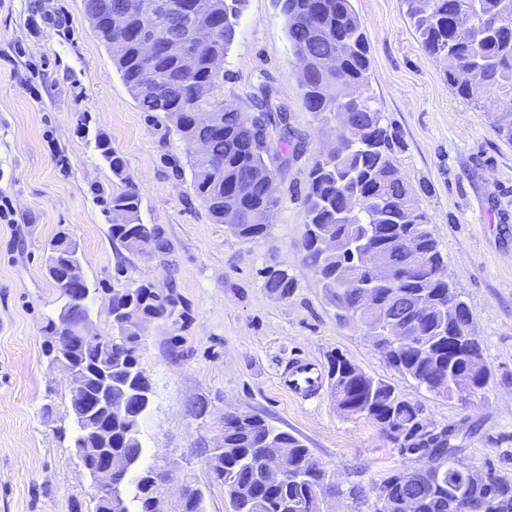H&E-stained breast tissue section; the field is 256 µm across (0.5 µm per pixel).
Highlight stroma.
Segmentation results:
<instances>
[{
  "mask_svg": "<svg viewBox=\"0 0 512 512\" xmlns=\"http://www.w3.org/2000/svg\"><path fill=\"white\" fill-rule=\"evenodd\" d=\"M353 6L370 43L368 91L396 133L401 173L421 191L444 274L471 310L486 387L448 399L401 375L306 261L308 175L338 125L303 104L301 65L277 0H246L224 58L225 99L247 107L269 89L299 147L276 167L280 203L255 240L211 219L192 185L186 143L165 114L140 108L82 0H0V202L10 203L0 217V512H71L91 500V482L76 467L68 380L45 352V327L62 298L44 266L61 231L79 244L101 335L112 333L114 290L148 284L174 298L172 317L146 324L139 349L151 384L140 464L188 477L205 512L228 510L207 464L228 413L261 417L302 440L338 488L329 512H375V485L425 468L422 452L340 410L331 385L308 400L289 396L278 375L297 354L325 369L339 354L384 379L428 431L455 428L465 464L512 483V143L495 123L503 98L454 94L403 0ZM99 137L125 159L142 221L162 228L166 252L113 242L116 217L93 190L121 185L94 148ZM269 270L294 279L288 296L266 288Z\"/></svg>",
  "mask_w": 512,
  "mask_h": 512,
  "instance_id": "35a3bbf8",
  "label": "stroma"
}]
</instances>
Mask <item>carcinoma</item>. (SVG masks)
I'll return each mask as SVG.
<instances>
[{
  "label": "carcinoma",
  "instance_id": "obj_1",
  "mask_svg": "<svg viewBox=\"0 0 512 512\" xmlns=\"http://www.w3.org/2000/svg\"><path fill=\"white\" fill-rule=\"evenodd\" d=\"M88 17L102 14L103 6L126 7L128 25L117 35L102 24H92L109 49L113 65L139 106L147 112H163L177 133L193 145L208 142L207 156L192 154L190 170L196 195L217 224H229L245 240L263 236L266 224H255L251 214L263 210L273 215L279 200L270 190L274 180L271 160L288 162L287 146L293 135L284 112L273 114L268 100L241 108L214 94L201 100L200 84L218 90L224 75L212 70L211 62L223 57L235 39L246 0H218L213 10L194 8V0H182L186 11H166L150 26L140 21L136 0H82ZM285 18L294 54L311 59V70L301 74L303 102L315 117L325 121L335 115L348 127L339 151L315 160L304 197L309 222L304 240L306 260L319 273L324 287L336 296L337 305L357 315L362 307L388 308L409 326L410 335L400 343L379 339L377 348L401 374L436 395L452 398L463 392L462 382L477 392L488 384L471 376L467 362L482 354L480 343L462 342L471 311L467 303L440 275L444 258L429 230V219L416 190L396 164L395 134L384 123L366 89L371 65L370 48L352 0H278ZM425 53L448 63V85L469 99L478 91H501L512 95V0H404ZM466 14L465 32L456 20ZM205 25L218 29L213 41L198 55L196 68L186 75L175 55H160L149 62L140 55V43L154 30L174 33L185 26ZM215 112L217 127L207 129L191 121V112ZM279 127L278 139L269 126ZM497 128L512 142V98L503 103ZM95 147L123 184L110 196L112 212L122 222L111 225L112 240L131 252H164L168 243L159 227L141 219V198L127 174L126 162L110 144L100 139ZM249 185L247 194L235 192L237 183ZM411 239L421 253L416 260L398 241ZM371 245L384 253L387 269L368 268L360 255ZM265 287L286 296L294 280L283 271L268 272ZM174 302L141 285L112 292V319L128 310L145 317L159 316ZM140 342L131 334L119 349L107 351L98 345L74 351L75 362L90 372V390L103 392L110 405L124 401L130 413L112 419V453L129 458L137 468L133 500L137 512H151L155 468H139L143 448L138 422L146 410L139 403L148 389L138 367ZM332 386L336 401L351 414L373 420L394 439L410 448H423L452 464L429 473H397L374 487L375 494L389 490L391 506L376 512H460L470 498H482L485 512H512V484L498 481L492 488L463 482L465 464L452 443L453 431L429 433L410 403L394 394V388L372 377L347 359H331ZM276 442L286 449L285 480L278 486L262 483L260 449ZM224 454L221 484L231 512H323V500L336 494L325 482V473L310 450L296 436L252 417L247 424L224 422Z\"/></svg>",
  "mask_w": 512,
  "mask_h": 512
}]
</instances>
